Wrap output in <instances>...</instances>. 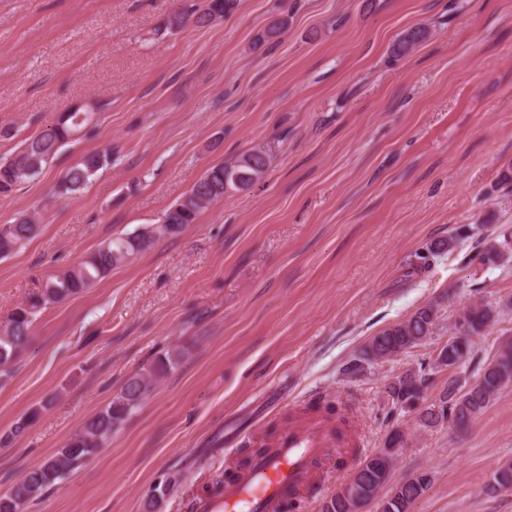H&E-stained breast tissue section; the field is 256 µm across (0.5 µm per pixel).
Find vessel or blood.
<instances>
[{
    "mask_svg": "<svg viewBox=\"0 0 512 512\" xmlns=\"http://www.w3.org/2000/svg\"><path fill=\"white\" fill-rule=\"evenodd\" d=\"M348 434L327 419L304 415L267 444L217 497H196L190 512H281L287 501L302 497L315 481L333 448Z\"/></svg>",
    "mask_w": 512,
    "mask_h": 512,
    "instance_id": "vessel-or-blood-1",
    "label": "vessel or blood"
}]
</instances>
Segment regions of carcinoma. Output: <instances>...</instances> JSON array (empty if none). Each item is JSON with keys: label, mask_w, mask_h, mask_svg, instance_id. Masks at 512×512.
<instances>
[{"label": "carcinoma", "mask_w": 512, "mask_h": 512, "mask_svg": "<svg viewBox=\"0 0 512 512\" xmlns=\"http://www.w3.org/2000/svg\"><path fill=\"white\" fill-rule=\"evenodd\" d=\"M240 3L241 0H202L197 6L175 11L168 18L166 29L178 30L191 22L208 25L235 13ZM288 26L289 18L281 16L258 40L277 39ZM431 36V29L424 25L406 29L391 45V57L399 60L408 56ZM95 119L96 113L76 108L61 113L52 128L22 139L11 157L0 160V196L9 195L19 184L39 176L64 146L93 128ZM270 161L268 150L257 145L227 164L221 161L210 166L191 189L166 210L160 223L104 242L78 264L44 280L39 291L17 307L9 322L0 328V368L14 362L28 344L32 323L47 305L60 303L91 287L112 268L148 249L157 240L177 234L185 226L195 223L199 214L213 204L252 187L262 180ZM111 163L112 155L108 153L83 154L61 178L56 187L57 195L68 197L81 192L101 169ZM38 230L39 224L33 216H22L13 224H0V258L9 256L34 238ZM437 314L434 306L426 305L380 332L367 345L365 361L390 360L426 343L433 335ZM493 318L494 310L483 304L469 307L458 319L459 335L450 338L442 347L436 364L450 368L464 362L472 353L471 336L479 334ZM181 358L182 353L174 348L132 375L106 407L89 418L51 456L0 494V512H23L26 505L43 499L67 475L108 447L112 434L149 398L159 380L175 369ZM428 381V375L414 369L395 376L386 387L393 408L404 411L414 407ZM511 381L512 341L507 340L498 344L491 360L481 369L476 386L469 388L456 378L448 379V386L439 399L421 412L420 419L429 427L448 420L457 427H465L487 408L501 387ZM40 414V408L31 409L16 422L8 437L23 433ZM401 442L400 432H394L387 446L366 458L351 481L324 503L322 512H359L363 504L378 498L394 467L395 448ZM427 486L428 479L424 475L404 481L391 495L384 497L380 512H409V506Z\"/></svg>", "instance_id": "cac0c4a2"}]
</instances>
